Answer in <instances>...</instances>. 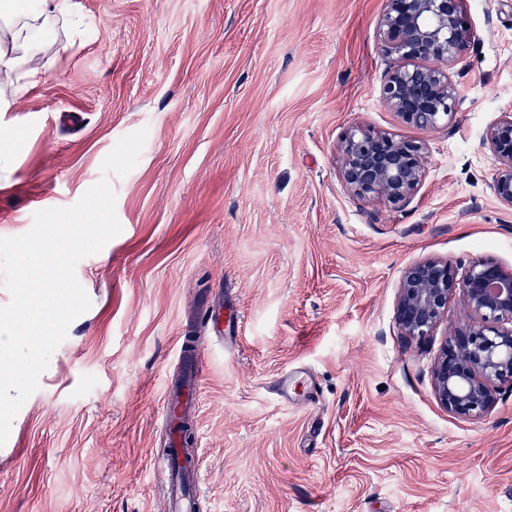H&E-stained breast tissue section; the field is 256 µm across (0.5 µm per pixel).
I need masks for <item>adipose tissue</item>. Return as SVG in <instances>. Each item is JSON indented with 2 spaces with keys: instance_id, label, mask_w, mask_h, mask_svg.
<instances>
[{
  "instance_id": "1",
  "label": "adipose tissue",
  "mask_w": 512,
  "mask_h": 512,
  "mask_svg": "<svg viewBox=\"0 0 512 512\" xmlns=\"http://www.w3.org/2000/svg\"><path fill=\"white\" fill-rule=\"evenodd\" d=\"M73 11L72 0H0V102L15 95L17 73L39 79L44 65L36 61V35L49 32Z\"/></svg>"
}]
</instances>
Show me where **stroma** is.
<instances>
[{
	"mask_svg": "<svg viewBox=\"0 0 512 512\" xmlns=\"http://www.w3.org/2000/svg\"><path fill=\"white\" fill-rule=\"evenodd\" d=\"M75 2L81 31L62 20L40 40L46 80L0 105L15 145L0 237L104 178L122 230L76 266L92 305L0 446V512H160L150 459L189 336L205 356L198 512H512V387L479 419L432 390L470 310L451 298L422 338L394 322L409 264L512 270V208L484 142L512 113V0H467L456 114L431 131L379 100L386 0ZM358 126L425 144L405 205L344 191L336 148ZM141 129L137 165L104 176ZM218 296L242 318L232 346L207 324ZM285 371L312 376V403L275 394Z\"/></svg>",
	"mask_w": 512,
	"mask_h": 512,
	"instance_id": "1",
	"label": "stroma"
}]
</instances>
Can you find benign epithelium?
Returning a JSON list of instances; mask_svg holds the SVG:
<instances>
[{"label":"benign epithelium","instance_id":"7a95c632","mask_svg":"<svg viewBox=\"0 0 512 512\" xmlns=\"http://www.w3.org/2000/svg\"><path fill=\"white\" fill-rule=\"evenodd\" d=\"M381 51L393 61L380 87L382 102L422 130L448 124L460 98L450 69L462 62L472 31L465 0H387L379 26ZM497 169L491 190L512 208V113L486 133ZM340 180L360 201H409L425 176V147L356 127L340 146ZM464 297L474 315L448 329L432 369V389L448 413L482 418L497 387L512 385V271L478 256L464 272L449 259L426 258L400 275L395 322L404 336L431 335L448 317V302Z\"/></svg>","mask_w":512,"mask_h":512}]
</instances>
